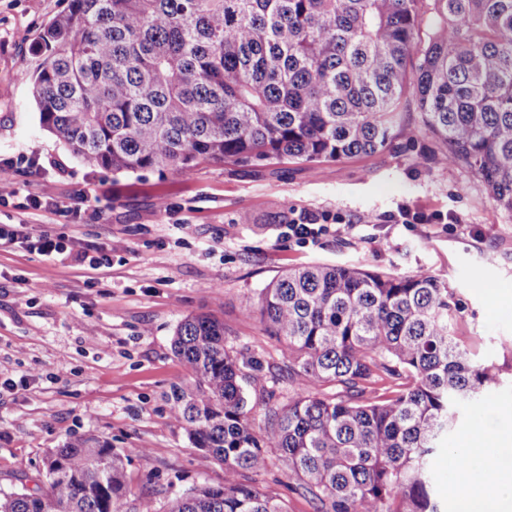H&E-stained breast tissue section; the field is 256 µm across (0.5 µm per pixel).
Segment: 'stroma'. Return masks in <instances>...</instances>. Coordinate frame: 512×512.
Here are the masks:
<instances>
[{
    "label": "stroma",
    "mask_w": 512,
    "mask_h": 512,
    "mask_svg": "<svg viewBox=\"0 0 512 512\" xmlns=\"http://www.w3.org/2000/svg\"><path fill=\"white\" fill-rule=\"evenodd\" d=\"M69 0H0V224H21L75 247L108 242L112 265L90 271L24 244L0 247V493L47 487L53 448L95 436L136 454L126 507L196 483L220 486L224 467L195 448L172 417V388L190 382L172 338L190 314L224 321L231 344L263 363L279 358L254 307L282 270L314 262L369 271L435 273L461 299L455 333L478 355L512 343V215L461 164L443 165L428 135L383 151L311 164L201 163L180 172L115 173L74 157L39 123L30 74L44 26ZM51 187L58 209L28 208ZM166 211H159L158 200ZM452 213V224H396L400 206ZM334 216L318 243L282 231L292 214ZM94 333L96 347L85 342ZM512 439V387L486 392L448 435L462 447L490 414ZM448 512L478 473L432 463Z\"/></svg>",
    "instance_id": "stroma-1"
}]
</instances>
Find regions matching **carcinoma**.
Returning a JSON list of instances; mask_svg holds the SVG:
<instances>
[{"label": "carcinoma", "mask_w": 512, "mask_h": 512, "mask_svg": "<svg viewBox=\"0 0 512 512\" xmlns=\"http://www.w3.org/2000/svg\"><path fill=\"white\" fill-rule=\"evenodd\" d=\"M36 51L40 125L89 166L336 161L430 134L440 163L469 166L512 214V0H69ZM462 310L430 272L288 268L259 297L280 352L267 366L216 317H185L173 348L193 381L173 418L224 485L134 512H288L242 479L272 455L316 512H443L431 457L453 408L512 376V356L455 336ZM250 390L267 396L262 427ZM45 474L44 490L1 494L0 512H123V458L104 440L55 449Z\"/></svg>", "instance_id": "cac0c4a2"}]
</instances>
